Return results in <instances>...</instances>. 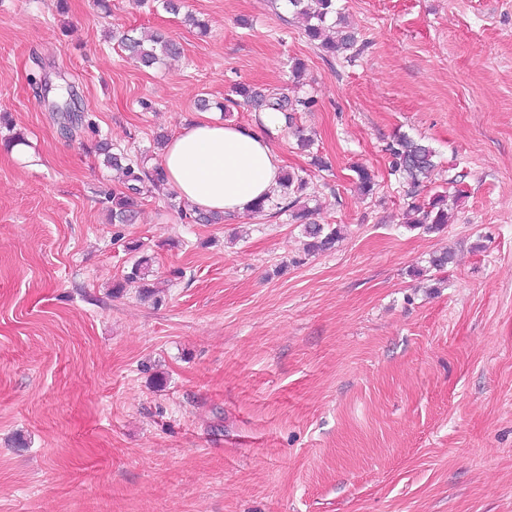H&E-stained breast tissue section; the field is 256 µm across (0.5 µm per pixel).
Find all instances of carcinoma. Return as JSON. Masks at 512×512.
<instances>
[{
  "mask_svg": "<svg viewBox=\"0 0 512 512\" xmlns=\"http://www.w3.org/2000/svg\"><path fill=\"white\" fill-rule=\"evenodd\" d=\"M288 6L293 16L301 23V29L306 39L318 45L323 52L338 56L353 48L356 37L347 30L341 29L344 16L336 7V0H288ZM124 49L142 66L151 67L161 63L164 58L178 53L179 47L160 32L144 33L138 37L124 33L120 36ZM240 100L237 104L250 106L255 109H268L273 112L286 114L295 110L298 105L308 106L307 100L292 101L282 92L256 89L246 85L235 88ZM60 106L64 119L62 130L70 135L75 126L82 121V116L71 111L70 98ZM96 153L103 157V164L107 167L121 169L126 177V191L105 194L106 202L110 203L108 209L112 214V223L128 224L132 221L139 202V195L143 186H152L165 182V175L159 166L146 168L144 161L125 153L112 152L111 145L106 141L95 144ZM387 151L392 158V171L399 174L410 187L407 203L406 225L419 229L425 233H435L448 224V211L451 202L458 201V196H451L446 191L434 192L428 200L420 201L416 198L417 189L425 179L429 178L436 167V152L422 140H415L405 134L393 138L388 144ZM280 185L283 189L284 208L292 212L295 223L302 227V234L308 239L307 250L311 253L326 252L334 248L336 242L342 237L340 226L330 224H314L309 221L313 210L307 206L304 193L309 182L305 177L295 173H285L281 176ZM454 261V253L450 250L435 253L428 260V268L416 267L411 270L415 276H422L434 270L441 272ZM151 259L141 255L134 256L124 281L114 285L116 291H121L124 285L141 282L143 291L152 293L147 283L150 273Z\"/></svg>",
  "mask_w": 512,
  "mask_h": 512,
  "instance_id": "obj_1",
  "label": "carcinoma"
}]
</instances>
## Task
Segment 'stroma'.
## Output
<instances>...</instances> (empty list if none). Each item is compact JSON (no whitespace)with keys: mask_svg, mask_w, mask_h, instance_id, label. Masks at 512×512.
I'll list each match as a JSON object with an SVG mask.
<instances>
[{"mask_svg":"<svg viewBox=\"0 0 512 512\" xmlns=\"http://www.w3.org/2000/svg\"><path fill=\"white\" fill-rule=\"evenodd\" d=\"M56 5L0 0V113L27 139L0 145V512H512V0H339L350 59L285 0ZM128 30L181 54L140 67L109 37ZM237 83L313 99L290 126L225 119L308 178L335 250L306 254L276 209L193 223L167 185L110 221L123 183L96 140L159 163L157 135ZM399 133L437 153L421 199L460 194L441 232L403 224ZM129 242L162 304L113 293ZM446 248L447 269L412 275Z\"/></svg>","mask_w":512,"mask_h":512,"instance_id":"stroma-1","label":"stroma"}]
</instances>
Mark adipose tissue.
I'll use <instances>...</instances> for the list:
<instances>
[{"instance_id": "ef3b65f1", "label": "adipose tissue", "mask_w": 512, "mask_h": 512, "mask_svg": "<svg viewBox=\"0 0 512 512\" xmlns=\"http://www.w3.org/2000/svg\"><path fill=\"white\" fill-rule=\"evenodd\" d=\"M167 183L197 210L243 213L273 193L281 161L262 134L216 117L182 127L161 157Z\"/></svg>"}]
</instances>
